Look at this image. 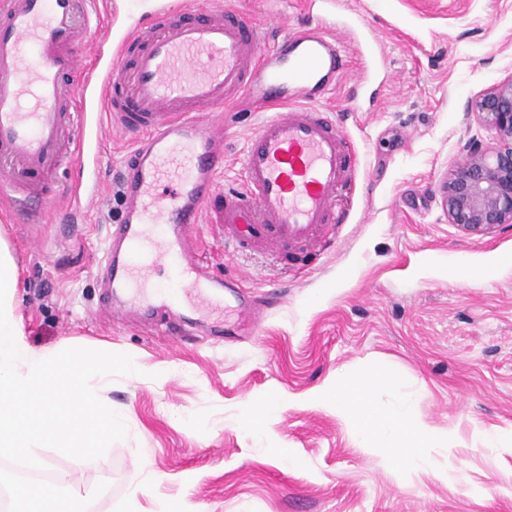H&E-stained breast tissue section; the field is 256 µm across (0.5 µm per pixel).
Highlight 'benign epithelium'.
<instances>
[{
    "label": "benign epithelium",
    "instance_id": "7a95c632",
    "mask_svg": "<svg viewBox=\"0 0 512 512\" xmlns=\"http://www.w3.org/2000/svg\"><path fill=\"white\" fill-rule=\"evenodd\" d=\"M472 111L493 142H465V162L448 174L441 195L448 222L476 233L512 224V78L478 97Z\"/></svg>",
    "mask_w": 512,
    "mask_h": 512
}]
</instances>
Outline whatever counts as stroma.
Returning a JSON list of instances; mask_svg holds the SVG:
<instances>
[{
	"label": "stroma",
	"mask_w": 512,
	"mask_h": 512,
	"mask_svg": "<svg viewBox=\"0 0 512 512\" xmlns=\"http://www.w3.org/2000/svg\"><path fill=\"white\" fill-rule=\"evenodd\" d=\"M111 28L88 31L82 56L120 38L157 0H115ZM266 28L267 48L309 22L333 28L359 14L381 46L380 73L351 63L327 108L357 148L353 188L337 201L345 223L332 248L238 253L224 247V190L196 228L195 255L238 295L188 299L174 315L113 313L99 264L119 223L129 141L108 113L79 159L56 175L50 220L29 224L0 207V234L19 265L26 339L39 350L99 345L129 354L136 373L110 376L106 401L127 435L99 459L40 449L41 468L0 460V487L67 472L97 512H512V225L472 233L451 224L440 187L483 135L472 101L512 77V0H221ZM246 97L217 113L226 179L241 174L261 120ZM96 187L79 213L74 177ZM391 373L372 399L411 406L458 445L431 467L393 464L356 439L349 422L316 404L327 381ZM498 432V446L483 434ZM149 462L155 478L138 466ZM139 486L129 499L131 486Z\"/></svg>",
	"instance_id": "stroma-1"
}]
</instances>
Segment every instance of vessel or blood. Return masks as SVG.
<instances>
[{"instance_id": "b4317fda", "label": "vessel or blood", "mask_w": 512, "mask_h": 512, "mask_svg": "<svg viewBox=\"0 0 512 512\" xmlns=\"http://www.w3.org/2000/svg\"><path fill=\"white\" fill-rule=\"evenodd\" d=\"M96 0H0V195L27 222L48 211L46 181L64 152L82 153L88 115L105 109L133 141L121 192L125 210L102 262L115 295L145 287L155 267L168 280L157 302L224 287L188 256L189 235L224 170L222 128L211 112L248 96L265 120L249 137L241 186L224 191V242L239 252L326 250L338 193L355 160L321 107L344 72L335 34L311 28L263 48L260 27L242 13L210 7L173 18L161 4L115 46H101L81 95L65 82ZM342 29L368 67L380 50L359 17Z\"/></svg>"}]
</instances>
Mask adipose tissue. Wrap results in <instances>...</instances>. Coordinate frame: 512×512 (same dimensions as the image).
<instances>
[{
	"label": "adipose tissue",
	"instance_id": "1",
	"mask_svg": "<svg viewBox=\"0 0 512 512\" xmlns=\"http://www.w3.org/2000/svg\"><path fill=\"white\" fill-rule=\"evenodd\" d=\"M374 380V374L362 373L342 386L341 390H333L327 385L317 389L313 397L323 404L335 406L350 421L352 431L362 445L370 447L383 443L388 446L392 458L398 459L412 453L422 466H430L431 458L427 453L429 445H452V436L427 429L419 422L412 408H405L397 415L378 410L370 401ZM68 483V474H58L57 491H45L38 496L33 495L31 486L16 485L13 490L15 512H67L59 489Z\"/></svg>",
	"mask_w": 512,
	"mask_h": 512
}]
</instances>
